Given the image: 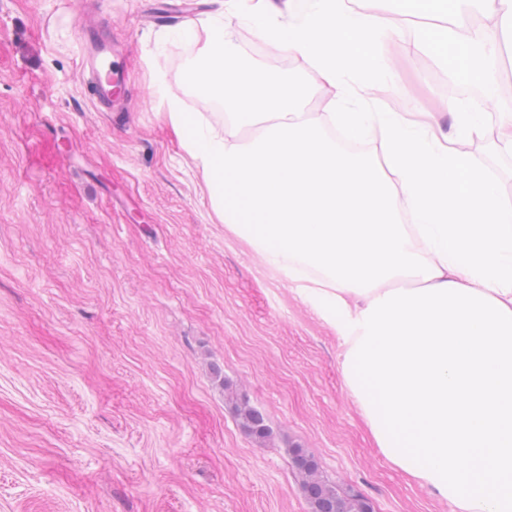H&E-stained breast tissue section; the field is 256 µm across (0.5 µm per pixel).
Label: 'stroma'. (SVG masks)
I'll return each instance as SVG.
<instances>
[{
	"instance_id": "obj_1",
	"label": "stroma",
	"mask_w": 512,
	"mask_h": 512,
	"mask_svg": "<svg viewBox=\"0 0 512 512\" xmlns=\"http://www.w3.org/2000/svg\"><path fill=\"white\" fill-rule=\"evenodd\" d=\"M207 0H0V512H309L288 449L305 448L374 512H458L390 464L342 375L341 339L216 218L201 173L164 121V83L223 126L183 74ZM112 33L120 121L79 87L78 19ZM228 36L252 63L306 75L307 106L335 90L251 25ZM405 41L386 46L383 109L452 134L449 79ZM505 92L469 150L512 196V48ZM231 383L274 433L261 445Z\"/></svg>"
}]
</instances>
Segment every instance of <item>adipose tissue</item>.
I'll use <instances>...</instances> for the list:
<instances>
[{
  "instance_id": "ef3b65f1",
  "label": "adipose tissue",
  "mask_w": 512,
  "mask_h": 512,
  "mask_svg": "<svg viewBox=\"0 0 512 512\" xmlns=\"http://www.w3.org/2000/svg\"><path fill=\"white\" fill-rule=\"evenodd\" d=\"M407 10L425 18L413 46L432 55L455 79L492 85V57L503 44H512V0H482L491 23L469 29L460 0H403Z\"/></svg>"
}]
</instances>
